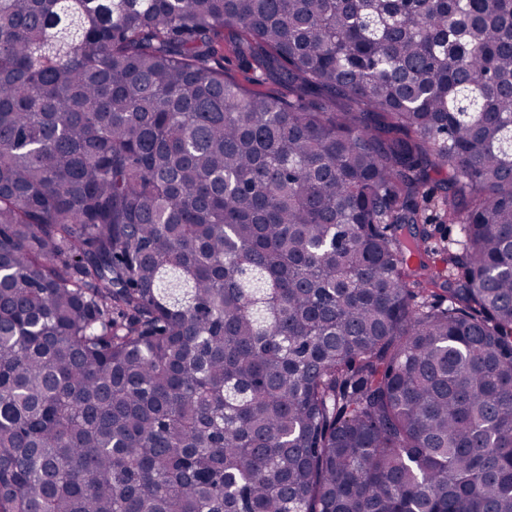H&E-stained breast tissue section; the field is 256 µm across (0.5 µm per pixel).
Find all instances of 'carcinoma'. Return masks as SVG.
<instances>
[{
	"label": "carcinoma",
	"mask_w": 512,
	"mask_h": 512,
	"mask_svg": "<svg viewBox=\"0 0 512 512\" xmlns=\"http://www.w3.org/2000/svg\"><path fill=\"white\" fill-rule=\"evenodd\" d=\"M0 512H512V0H0Z\"/></svg>",
	"instance_id": "carcinoma-1"
}]
</instances>
